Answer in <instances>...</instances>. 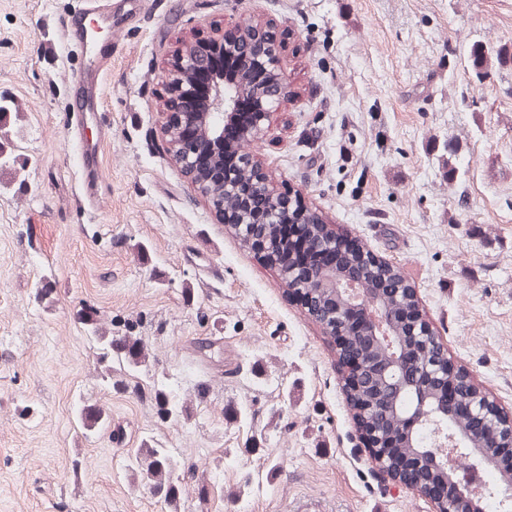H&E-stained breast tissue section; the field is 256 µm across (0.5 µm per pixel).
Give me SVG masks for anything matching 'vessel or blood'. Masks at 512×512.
Segmentation results:
<instances>
[{"label":"vessel or blood","instance_id":"1","mask_svg":"<svg viewBox=\"0 0 512 512\" xmlns=\"http://www.w3.org/2000/svg\"><path fill=\"white\" fill-rule=\"evenodd\" d=\"M96 13L101 21H109L110 14L105 0H78L75 13ZM76 20L70 21L62 29L64 39L85 48L84 67L77 80L81 95L75 101L73 115L77 123L84 124L97 118L99 109L95 88L101 74L112 64V48L107 44L90 45L89 34L81 28ZM101 142H85L80 146V155L84 160L85 178L83 181L85 197L88 204H95L103 182L102 166L99 162Z\"/></svg>","mask_w":512,"mask_h":512}]
</instances>
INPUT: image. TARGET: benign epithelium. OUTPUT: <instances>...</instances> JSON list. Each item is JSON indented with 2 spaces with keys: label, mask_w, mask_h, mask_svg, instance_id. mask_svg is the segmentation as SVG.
<instances>
[{
  "label": "benign epithelium",
  "mask_w": 512,
  "mask_h": 512,
  "mask_svg": "<svg viewBox=\"0 0 512 512\" xmlns=\"http://www.w3.org/2000/svg\"><path fill=\"white\" fill-rule=\"evenodd\" d=\"M285 45L278 40L276 26L264 25L249 19L232 18L226 22H201L189 35L177 40L162 74L165 91L163 133L168 151L188 178L193 189L214 209L221 224H242L248 218L250 231L244 245L258 258L278 267L282 255L269 249L273 221L270 214L279 212L290 220L287 206L297 198L296 192H282L262 172L260 164L249 161L241 151V144L227 137L226 129L239 123L244 97L251 100L248 120L244 123V136L250 140L270 136L271 120L281 112L285 103L294 97L285 75ZM235 59L232 68H224V56ZM247 165L259 175L252 192L262 199L266 212L262 224L245 210L232 215L224 211V191L233 186L232 176L238 166ZM301 220V217L294 218ZM365 253L359 240L346 237L334 248L314 241L305 246L301 266L290 270L293 276H310L315 284L309 288H290L288 298L307 315L332 320L327 335L336 350L338 360L349 364L347 384L355 390L380 389L385 384L396 390L417 387L431 379L443 388L442 399L435 412L462 420L467 442L493 440L500 445L499 452L512 453V427L497 429L489 419L487 410L493 409L498 417L512 422L495 399L471 390L462 398L466 380L461 368L448 356L447 348L436 337L435 330L417 302L415 290L400 289L406 281L394 277L392 265L374 262V266L388 271L391 279L382 281V298L369 299L364 294L353 295L351 288L360 287L364 269L354 255ZM405 298H400L401 292ZM413 305L411 314L402 320L406 332L395 327L393 308L399 302ZM432 337L437 353L435 371L421 361L403 354L384 365L376 364L371 354L379 351L378 341L396 338L405 345L404 338ZM391 411L378 406L356 412L362 447L370 460L400 488L416 491L429 499L436 512H483L485 491L482 475L494 469L495 462L486 449L468 446L472 465L462 476L455 471L451 457L425 464L416 456L407 457L395 442L386 441L385 428L391 420Z\"/></svg>",
  "instance_id": "benign-epithelium-1"
}]
</instances>
